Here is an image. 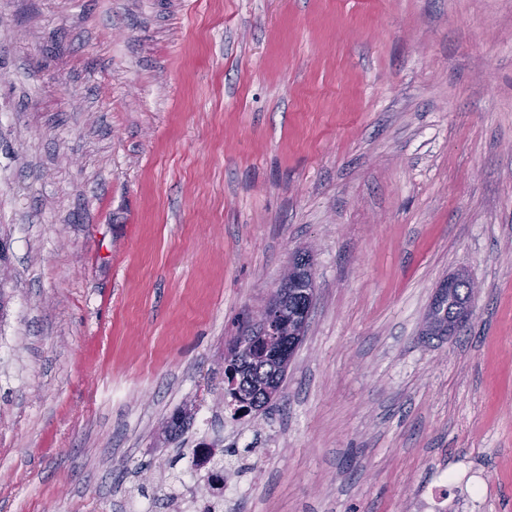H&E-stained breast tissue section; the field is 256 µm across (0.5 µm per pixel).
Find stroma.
Instances as JSON below:
<instances>
[{"label":"stroma","mask_w":512,"mask_h":512,"mask_svg":"<svg viewBox=\"0 0 512 512\" xmlns=\"http://www.w3.org/2000/svg\"><path fill=\"white\" fill-rule=\"evenodd\" d=\"M0 241V512H184L201 442L223 512H512V0H0ZM305 251L281 396L232 420ZM467 281L472 289L470 298L475 296L478 293L479 285L472 280L469 275L465 273V271H460L455 273L452 277L448 278L441 287L438 288L437 293L440 297L448 294V297L440 300L431 310L430 316L442 323H448L455 318H457L459 311L464 306L466 302L469 301V297L466 295L465 288L461 285L457 288H454V291L448 293V285L453 283L454 281ZM472 315L471 305L466 304L462 308L461 319L462 322L467 323ZM281 284L282 280H279L273 289L262 312L258 327L256 329V332L265 341H269L270 339L278 336L280 330L283 328L281 320L279 319L281 309L279 303L281 295ZM192 470L188 478L194 475L204 473L208 477L209 490L208 496L204 502L203 510H211V512L222 511L224 505V494L228 486L224 478V463L218 458L216 450L209 448V445L202 443L199 448H194L192 454Z\"/></svg>","instance_id":"1"}]
</instances>
